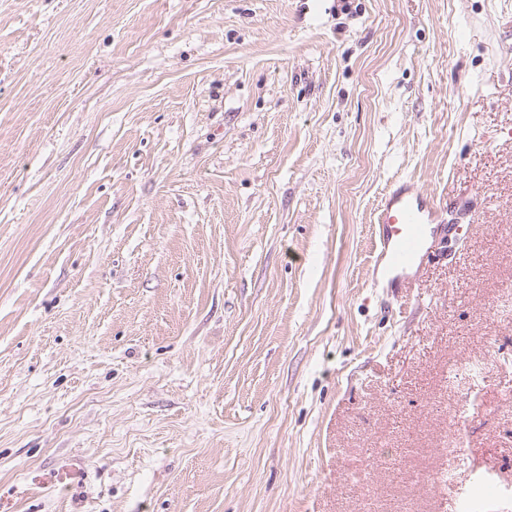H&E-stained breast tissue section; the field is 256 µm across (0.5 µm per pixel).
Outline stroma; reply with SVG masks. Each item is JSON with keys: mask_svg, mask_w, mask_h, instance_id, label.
<instances>
[{"mask_svg": "<svg viewBox=\"0 0 512 512\" xmlns=\"http://www.w3.org/2000/svg\"><path fill=\"white\" fill-rule=\"evenodd\" d=\"M403 179L474 230L394 293ZM469 499L512 512V0H0V512Z\"/></svg>", "mask_w": 512, "mask_h": 512, "instance_id": "obj_1", "label": "stroma"}]
</instances>
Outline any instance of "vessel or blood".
I'll return each mask as SVG.
<instances>
[{
  "label": "vessel or blood",
  "instance_id": "obj_1",
  "mask_svg": "<svg viewBox=\"0 0 512 512\" xmlns=\"http://www.w3.org/2000/svg\"><path fill=\"white\" fill-rule=\"evenodd\" d=\"M378 237L373 273L404 282L414 278L428 258L431 239L453 236L458 225L417 184L400 181L383 196L376 216Z\"/></svg>",
  "mask_w": 512,
  "mask_h": 512
}]
</instances>
